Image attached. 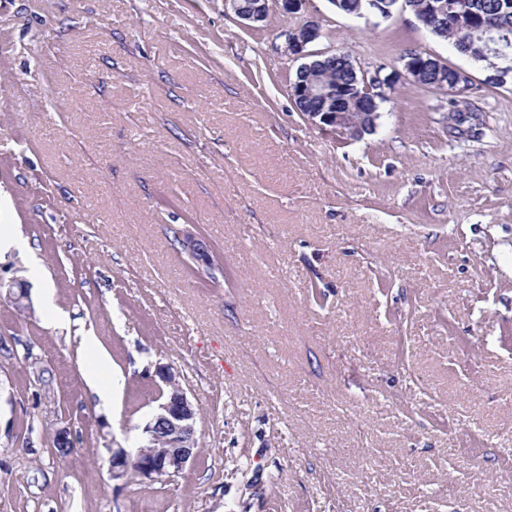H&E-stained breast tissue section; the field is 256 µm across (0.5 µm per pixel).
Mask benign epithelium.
<instances>
[{
	"label": "benign epithelium",
	"instance_id": "7a95c632",
	"mask_svg": "<svg viewBox=\"0 0 512 512\" xmlns=\"http://www.w3.org/2000/svg\"><path fill=\"white\" fill-rule=\"evenodd\" d=\"M233 13L241 20L253 25L265 24L270 5L269 0H249L248 6L242 8L240 0H226ZM409 0H366V13L381 20H387L397 12L408 10ZM429 20H437L446 25L451 24L459 29L469 28L470 12L468 0H435L430 4ZM322 36L319 21L305 19L298 26L280 31L284 39V52L294 59L307 58L312 53L307 51L308 45ZM337 59L350 63L356 75L354 85L356 96L352 103L364 105L376 104V99L384 96V88L391 85L396 78L414 81L413 72L424 66L431 65L428 60L418 64L401 63V69L388 75L382 69L366 71L356 67L351 57L343 52L333 53ZM441 84L449 95L467 104L465 96L470 91L469 76L458 68H451L442 73ZM289 93L293 101L308 104L318 101L321 106L310 108L303 115L312 124L340 133L345 139L358 141L374 131L381 117L379 112H330L324 105L336 100V87L319 80H310L304 84H290ZM180 251L194 258L201 264L206 263L211 254L210 245L199 237L194 229L186 225L180 229ZM160 394L171 391L169 400L158 404L144 427L146 438L153 443H160V448L140 447L134 451L125 448L112 449L110 470L112 478L125 480L136 476L142 481H161L176 476L184 471L187 465L197 456V410L187 396L180 383L177 372L170 366L156 367L153 375Z\"/></svg>",
	"mask_w": 512,
	"mask_h": 512
}]
</instances>
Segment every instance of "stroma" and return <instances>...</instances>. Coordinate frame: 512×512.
Instances as JSON below:
<instances>
[{
	"mask_svg": "<svg viewBox=\"0 0 512 512\" xmlns=\"http://www.w3.org/2000/svg\"><path fill=\"white\" fill-rule=\"evenodd\" d=\"M304 11L312 51L389 71L413 48L487 76L411 14ZM297 23L274 8L254 28L225 0H0V228L26 242L0 254V512H512V84L457 124L446 92L397 82L346 140L288 93L278 33ZM181 224L223 252L220 284L173 248ZM160 364L198 411L197 457L113 481ZM111 367V361L107 354L103 352L98 353V358H95L87 367L84 380L90 393L95 395L99 401V406L107 408L112 405V375L110 380H103V368Z\"/></svg>",
	"mask_w": 512,
	"mask_h": 512,
	"instance_id": "obj_1",
	"label": "stroma"
}]
</instances>
